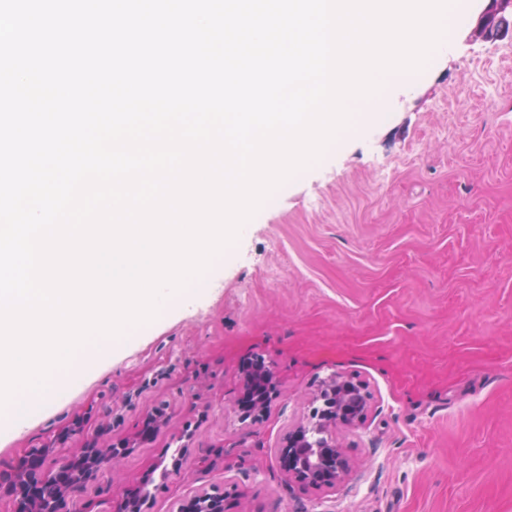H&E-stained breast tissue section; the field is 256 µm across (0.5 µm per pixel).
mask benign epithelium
Here are the masks:
<instances>
[{
	"instance_id": "7a95c632",
	"label": "benign epithelium",
	"mask_w": 512,
	"mask_h": 512,
	"mask_svg": "<svg viewBox=\"0 0 512 512\" xmlns=\"http://www.w3.org/2000/svg\"><path fill=\"white\" fill-rule=\"evenodd\" d=\"M491 2L472 32L475 39L495 40L506 25L502 13L512 5V0ZM276 393L271 361L256 357L244 364L242 391L237 401L243 417H262ZM313 401L327 403L329 407L323 413L315 408L306 420L294 424L285 444L275 449V454L288 479L317 489L333 488L345 480L351 469L350 460L336 438V426L358 424L366 413L369 393L364 383L334 374L319 383ZM165 420L161 412L152 410L144 420L141 440L152 439ZM128 451L126 443L102 448L90 441L78 454L47 471L46 449H30L8 481L14 512H73V494L117 464ZM146 487L145 480L127 487L118 502L119 512H151L152 497ZM230 496L226 490L200 491L177 500L173 512H226Z\"/></svg>"
}]
</instances>
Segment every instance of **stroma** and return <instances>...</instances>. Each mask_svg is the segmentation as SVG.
Listing matches in <instances>:
<instances>
[{"label": "stroma", "mask_w": 512, "mask_h": 512, "mask_svg": "<svg viewBox=\"0 0 512 512\" xmlns=\"http://www.w3.org/2000/svg\"><path fill=\"white\" fill-rule=\"evenodd\" d=\"M485 7L467 0L426 66L355 115L155 320L0 424V476L29 449H49L51 468L93 436L130 451L74 493L75 512H114L142 480L153 512L228 482L230 512H512V28L467 41ZM258 354L279 395L244 422L242 365ZM332 373L364 382L369 407L336 430L347 479L314 489L274 450ZM160 405L165 425L140 441Z\"/></svg>", "instance_id": "1"}]
</instances>
